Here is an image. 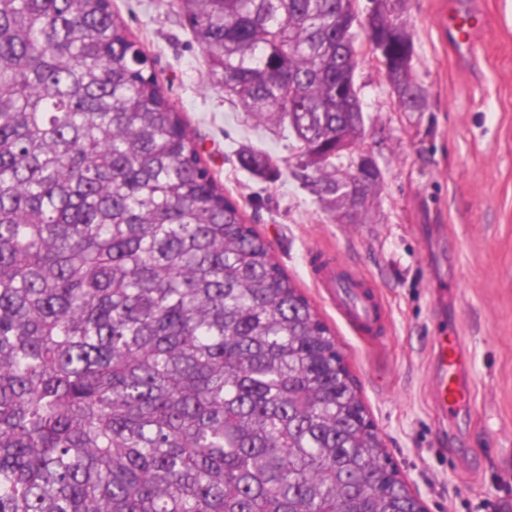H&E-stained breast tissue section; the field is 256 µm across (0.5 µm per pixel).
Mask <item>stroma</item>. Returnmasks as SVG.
<instances>
[{
    "mask_svg": "<svg viewBox=\"0 0 512 512\" xmlns=\"http://www.w3.org/2000/svg\"><path fill=\"white\" fill-rule=\"evenodd\" d=\"M445 2L399 7L424 111L399 109L367 42L358 44L361 147L379 182L365 213L343 220L292 178L297 152L275 122L242 111L212 81L175 0H112V9L200 140L205 165L335 334L400 478L426 512H512V0H477L487 26L470 64L444 37ZM244 145L271 157L272 176L240 166L235 151ZM319 251L383 296L379 356L316 288ZM454 329L466 341L472 407L442 421L429 400L431 338Z\"/></svg>",
    "mask_w": 512,
    "mask_h": 512,
    "instance_id": "1",
    "label": "stroma"
}]
</instances>
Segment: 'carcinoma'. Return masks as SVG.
<instances>
[{"mask_svg":"<svg viewBox=\"0 0 512 512\" xmlns=\"http://www.w3.org/2000/svg\"><path fill=\"white\" fill-rule=\"evenodd\" d=\"M176 4L293 177L359 206V38L424 105L397 0ZM0 512H425L111 0H0Z\"/></svg>","mask_w":512,"mask_h":512,"instance_id":"obj_1","label":"carcinoma"}]
</instances>
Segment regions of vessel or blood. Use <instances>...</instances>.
Instances as JSON below:
<instances>
[{"mask_svg": "<svg viewBox=\"0 0 512 512\" xmlns=\"http://www.w3.org/2000/svg\"><path fill=\"white\" fill-rule=\"evenodd\" d=\"M482 18L475 10L448 13L447 27L462 57L475 54L482 34ZM315 281L335 305L337 312L365 344L377 347L387 314L376 292L356 274L340 276L337 263L317 264ZM467 352L458 332L434 337L431 351L430 399L445 418L466 411L472 400L471 384L465 377Z\"/></svg>", "mask_w": 512, "mask_h": 512, "instance_id": "vessel-or-blood-1", "label": "vessel or blood"}]
</instances>
